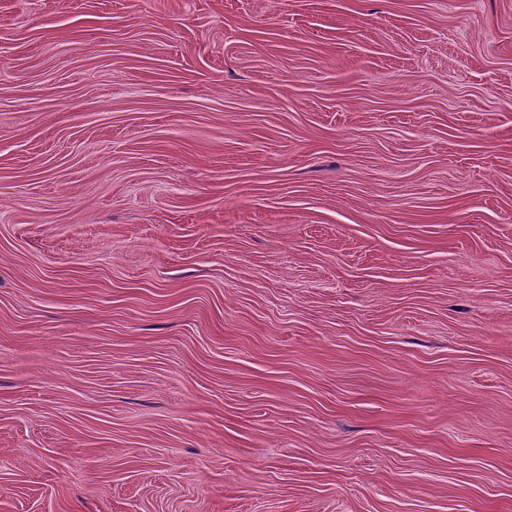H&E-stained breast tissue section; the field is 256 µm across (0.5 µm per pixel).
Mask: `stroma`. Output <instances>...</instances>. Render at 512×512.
<instances>
[{
	"mask_svg": "<svg viewBox=\"0 0 512 512\" xmlns=\"http://www.w3.org/2000/svg\"><path fill=\"white\" fill-rule=\"evenodd\" d=\"M0 512H512V0H0Z\"/></svg>",
	"mask_w": 512,
	"mask_h": 512,
	"instance_id": "35a3bbf8",
	"label": "stroma"
}]
</instances>
